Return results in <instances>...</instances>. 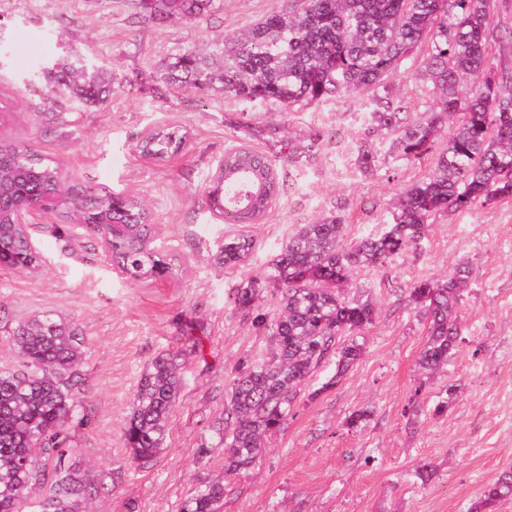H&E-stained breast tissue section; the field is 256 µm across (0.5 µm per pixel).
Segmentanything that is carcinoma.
Wrapping results in <instances>:
<instances>
[{
	"label": "carcinoma",
	"instance_id": "cac0c4a2",
	"mask_svg": "<svg viewBox=\"0 0 512 512\" xmlns=\"http://www.w3.org/2000/svg\"><path fill=\"white\" fill-rule=\"evenodd\" d=\"M212 0H162L154 15L177 12L195 18ZM491 0H298L290 13L272 12L240 36L224 42L222 65L215 69L192 52L174 57L166 81L201 91L214 82L235 98L271 102L283 108L315 104L346 92H372L368 133L389 142V151L410 158L433 157L431 172L407 188L384 231L345 242V218L331 215L304 224L281 246L265 279L277 286L281 307L269 315L255 305L254 286L237 290L235 303L254 328L269 333L274 358L238 368L214 433L224 444V480L206 481L183 500L180 512H218L224 481L248 467L264 441L288 419L300 388L313 370L336 355L341 380L362 356L358 335L373 323L369 299H348L353 274L383 265L425 238L431 216L442 209L467 210L512 197V70L487 67ZM429 46L425 71L435 89L429 111L415 115L392 94L386 76L421 42ZM43 80L59 93L60 109L104 101L106 89L94 76L60 62L25 76ZM457 129L448 145L435 151V138L448 119ZM148 153L161 158L180 135L152 129L143 136ZM0 157L16 176L14 199L38 202L46 197L68 204L76 198L58 166L41 154L0 140ZM224 182L240 188L224 200L227 222L253 223L280 192L276 162L245 146L227 152ZM96 214L112 213L111 194L86 188ZM9 266L35 268L38 255L28 231L5 238ZM254 247L238 237L224 242V266L234 267ZM121 265L141 273L151 258L141 243L117 255ZM471 279L468 263L458 264L442 282L419 281L407 289L410 302L427 318L418 358L435 372L462 336L459 303ZM20 368L0 371V512H23L35 486L50 485L45 499L54 508L37 512H86L97 490L89 471L68 462L65 426L75 392L73 377L81 361L77 331L51 315L34 318L12 333ZM181 386L179 357H156L144 370L125 429L132 461L144 466L165 443L167 419ZM512 497V469L488 482L468 512H496Z\"/></svg>",
	"mask_w": 512,
	"mask_h": 512
}]
</instances>
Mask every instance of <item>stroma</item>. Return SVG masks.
Segmentation results:
<instances>
[{"instance_id":"35a3bbf8","label":"stroma","mask_w":512,"mask_h":512,"mask_svg":"<svg viewBox=\"0 0 512 512\" xmlns=\"http://www.w3.org/2000/svg\"><path fill=\"white\" fill-rule=\"evenodd\" d=\"M293 0H213L208 13L147 19L142 0H0V139L57 163L67 184L147 201L165 269L131 280L113 274L100 239H62L74 211L59 205L29 227L41 256L32 271L0 267V370L19 367L11 333L23 320L51 314L83 334V359L68 421L71 460L90 467L95 512H178L202 482L225 480L222 512H467L483 486L512 468V197L469 210H441L418 249L358 272L352 297L377 309L364 331L365 352L337 385L335 356L306 380L291 415L253 464L224 475V447L212 431L224 416L235 370L270 355L235 303L255 285L257 303L275 312L279 296L263 278L299 225L334 211L346 239L382 231L398 198L432 168L389 154L366 171L357 155L372 104L345 93L285 109L211 89L163 80L182 53L208 55ZM487 63L512 67V0H495ZM420 45L387 82L410 112L435 98ZM89 59L111 95L104 104L51 119L44 85L22 84L47 59ZM187 133L176 156L147 160L134 151L149 127ZM245 144L275 159L283 190L257 224H225L207 191L226 149ZM245 236L252 251L234 268L219 264L217 244ZM461 262L472 277L459 308L462 339L433 376L418 366L427 321L407 298L411 284L441 281ZM162 354L184 362L182 386L161 452L144 468L131 461L123 429L146 365ZM456 384L448 412L433 407ZM419 406L409 408L414 390ZM371 415L347 424L355 411ZM433 468L429 480L419 465Z\"/></svg>"}]
</instances>
